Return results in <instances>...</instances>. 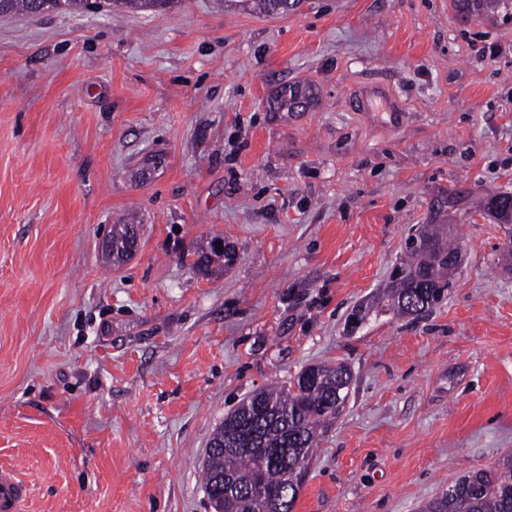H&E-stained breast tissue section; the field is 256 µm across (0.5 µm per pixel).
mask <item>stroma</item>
I'll list each match as a JSON object with an SVG mask.
<instances>
[{"instance_id":"35a3bbf8","label":"stroma","mask_w":512,"mask_h":512,"mask_svg":"<svg viewBox=\"0 0 512 512\" xmlns=\"http://www.w3.org/2000/svg\"><path fill=\"white\" fill-rule=\"evenodd\" d=\"M294 81L318 105L269 111ZM484 191L512 193V18L0 15V467L21 463L25 512H213L214 429L313 363L352 380L293 512H421L512 454V270ZM425 224L464 244L444 299L350 329ZM213 236L237 259L203 277ZM128 222H123V224H112V229L110 231V235H112V243L106 239L103 242V247L105 251L112 256L116 253L117 255H123L126 252L127 244H128V235L129 232H135V227L137 224H127Z\"/></svg>"}]
</instances>
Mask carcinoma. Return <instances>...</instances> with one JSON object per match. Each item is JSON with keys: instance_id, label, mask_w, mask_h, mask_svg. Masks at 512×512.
<instances>
[{"instance_id": "1", "label": "carcinoma", "mask_w": 512, "mask_h": 512, "mask_svg": "<svg viewBox=\"0 0 512 512\" xmlns=\"http://www.w3.org/2000/svg\"><path fill=\"white\" fill-rule=\"evenodd\" d=\"M134 10H166L174 0H108ZM245 3L264 15L276 13L277 0H225ZM99 3L91 0H0V14L65 10L84 12ZM466 16H490L512 12V0H457ZM275 112H304L318 100L308 83L283 84L270 97ZM479 207L495 213L508 225L509 244L502 257L512 267V197L494 193L479 199ZM133 224H114L112 252L123 255ZM407 247L408 259L400 267L405 275L394 278L378 301L401 315L419 316L432 310L452 285L462 243L452 237L447 224H425ZM213 237L196 247L193 267L207 276L212 265L236 260L232 247L217 245ZM351 376L347 367L313 364L303 369L288 389H263L253 393L224 417L214 431L202 469L207 497L221 512H256L260 499L281 502L282 512H293L319 435L344 403ZM424 512H512V455L489 470L461 475Z\"/></svg>"}]
</instances>
